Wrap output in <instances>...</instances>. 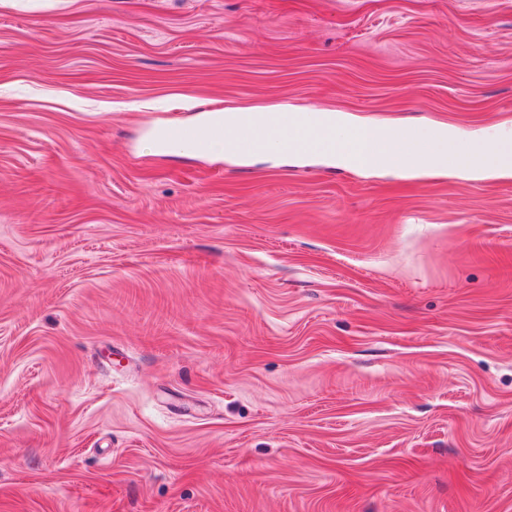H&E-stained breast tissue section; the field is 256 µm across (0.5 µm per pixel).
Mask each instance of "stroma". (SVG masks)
<instances>
[{"label":"stroma","instance_id":"35a3bbf8","mask_svg":"<svg viewBox=\"0 0 512 512\" xmlns=\"http://www.w3.org/2000/svg\"><path fill=\"white\" fill-rule=\"evenodd\" d=\"M228 107L484 139L512 0H0V512H512V176ZM297 121L292 113L282 112L265 134H259L249 125L243 124L236 149L240 154H247L270 144L288 146L289 135L296 133ZM323 113L304 112L301 114V123L308 140L310 149L317 146L329 147L334 133L327 131L322 123ZM176 136L185 144L194 147L198 151H206L209 148V130L202 126H181L175 131Z\"/></svg>","mask_w":512,"mask_h":512}]
</instances>
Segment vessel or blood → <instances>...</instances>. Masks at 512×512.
<instances>
[{
  "label": "vessel or blood",
  "mask_w": 512,
  "mask_h": 512,
  "mask_svg": "<svg viewBox=\"0 0 512 512\" xmlns=\"http://www.w3.org/2000/svg\"><path fill=\"white\" fill-rule=\"evenodd\" d=\"M304 130L309 147H327L332 143L333 134L327 131L322 123V115L318 112H305L301 116L291 113H280L274 125L263 134L255 132L250 126H243L242 133L236 143L239 153L247 154L267 145H287L289 135L296 130ZM177 137L196 150L205 151L209 148L210 134L202 126H182L176 131Z\"/></svg>",
  "instance_id": "1"
}]
</instances>
